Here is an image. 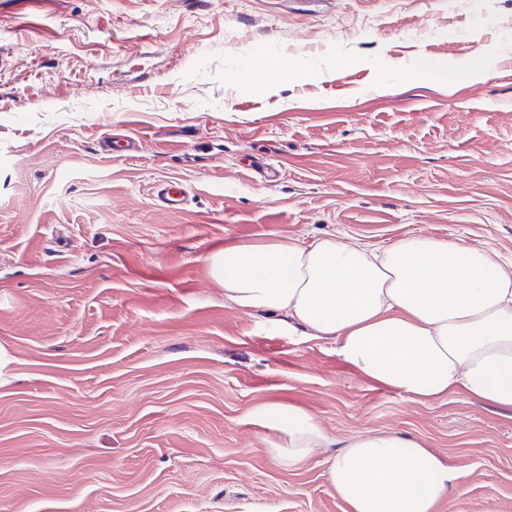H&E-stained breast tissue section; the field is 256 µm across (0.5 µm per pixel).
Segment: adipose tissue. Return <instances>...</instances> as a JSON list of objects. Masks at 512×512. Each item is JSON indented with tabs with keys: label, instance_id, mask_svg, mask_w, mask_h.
Instances as JSON below:
<instances>
[{
	"label": "adipose tissue",
	"instance_id": "obj_1",
	"mask_svg": "<svg viewBox=\"0 0 512 512\" xmlns=\"http://www.w3.org/2000/svg\"><path fill=\"white\" fill-rule=\"evenodd\" d=\"M209 263L225 300L284 313L409 399L463 391L512 408V262L430 237L387 246L332 237L237 243ZM269 413L283 420L286 442L271 454L284 466L326 447L327 435L305 413ZM327 478L348 512H436L456 475L420 441L382 432L350 438Z\"/></svg>",
	"mask_w": 512,
	"mask_h": 512
}]
</instances>
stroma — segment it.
Instances as JSON below:
<instances>
[{"instance_id": "stroma-1", "label": "stroma", "mask_w": 512, "mask_h": 512, "mask_svg": "<svg viewBox=\"0 0 512 512\" xmlns=\"http://www.w3.org/2000/svg\"><path fill=\"white\" fill-rule=\"evenodd\" d=\"M419 235L512 261V0H0V512H347L366 432L453 468L437 512H512V409L408 399L209 270ZM265 405L330 447L281 466ZM155 196L166 208L180 210L185 202L186 191L182 184L175 181H163L155 187Z\"/></svg>"}]
</instances>
